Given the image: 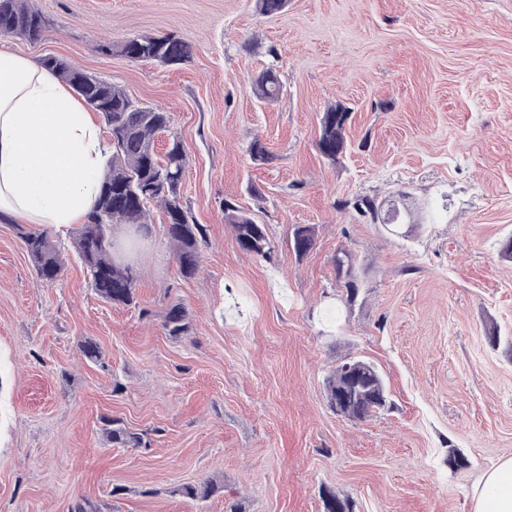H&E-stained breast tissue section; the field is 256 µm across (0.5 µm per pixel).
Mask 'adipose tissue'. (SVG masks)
<instances>
[{
	"label": "adipose tissue",
	"instance_id": "1",
	"mask_svg": "<svg viewBox=\"0 0 512 512\" xmlns=\"http://www.w3.org/2000/svg\"><path fill=\"white\" fill-rule=\"evenodd\" d=\"M101 129L57 76L0 46V214L58 228L95 208L103 158ZM473 512H512V457L473 489Z\"/></svg>",
	"mask_w": 512,
	"mask_h": 512
}]
</instances>
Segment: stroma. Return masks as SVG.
I'll use <instances>...</instances> for the list:
<instances>
[{
    "mask_svg": "<svg viewBox=\"0 0 512 512\" xmlns=\"http://www.w3.org/2000/svg\"><path fill=\"white\" fill-rule=\"evenodd\" d=\"M52 28L47 56L118 83L169 112L156 138L183 141L182 202L203 228L201 268L176 273L166 218L131 253L133 306L101 299L72 241L42 281L15 226L0 222V512H472L478 478L512 455V0H31ZM173 33L191 59L165 66L104 53L106 42ZM276 65L273 103L253 77ZM348 108L349 150L324 158V110ZM260 139L273 159L254 164ZM405 209L373 224L349 201ZM264 224L273 262L242 251L224 203ZM315 227L304 257L294 225ZM354 257L358 295L336 283ZM180 302L188 332L168 335ZM99 346L94 364L81 341ZM381 371L388 408L352 421L330 407L327 376L346 360ZM121 418L141 448L112 445ZM462 458L461 466L450 456ZM224 490L197 502L176 489ZM334 265L336 268V281L346 289L347 301H352L357 293L356 274L353 255L343 251L336 255Z\"/></svg>",
    "mask_w": 512,
    "mask_h": 512,
    "instance_id": "obj_1",
    "label": "stroma"
}]
</instances>
